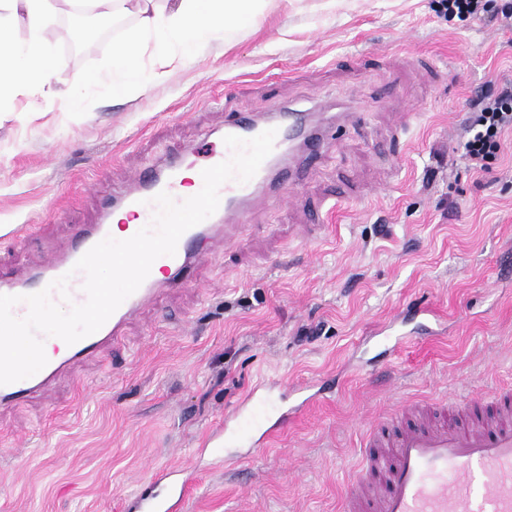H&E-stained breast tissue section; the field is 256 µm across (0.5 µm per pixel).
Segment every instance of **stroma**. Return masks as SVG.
Instances as JSON below:
<instances>
[{
    "label": "stroma",
    "mask_w": 512,
    "mask_h": 512,
    "mask_svg": "<svg viewBox=\"0 0 512 512\" xmlns=\"http://www.w3.org/2000/svg\"><path fill=\"white\" fill-rule=\"evenodd\" d=\"M43 33L54 96L0 104V269L39 271L101 198L171 150L219 138L233 112L270 101L364 115L285 204L257 208L237 260L208 240L195 284L126 327L101 358L70 365L25 405L0 409V512H126L158 468L194 471L182 512H339L365 432L407 398L512 386V130L471 170L470 104L512 83V30L461 21L435 0H274L175 67L141 49L152 78L117 99L111 39L64 38L66 0ZM87 95L84 112L68 96ZM406 127H399V120ZM315 238L305 226L321 202ZM428 300L434 334L384 354L377 332ZM331 381L265 447L212 468L196 450L259 378Z\"/></svg>",
    "instance_id": "obj_1"
}]
</instances>
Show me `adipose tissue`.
<instances>
[{
  "instance_id": "ef3b65f1",
  "label": "adipose tissue",
  "mask_w": 512,
  "mask_h": 512,
  "mask_svg": "<svg viewBox=\"0 0 512 512\" xmlns=\"http://www.w3.org/2000/svg\"><path fill=\"white\" fill-rule=\"evenodd\" d=\"M270 0H174L169 9L140 8L135 37L115 46L107 77L112 92L126 96L142 90L149 77L136 65L141 41L152 42L169 63L193 61L216 37L236 29L240 18L262 14ZM25 17L28 36L16 41L11 27ZM54 22L51 0H0V102L26 87L44 86L53 59L43 44V31Z\"/></svg>"
}]
</instances>
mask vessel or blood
I'll return each mask as SVG.
<instances>
[{
	"instance_id": "obj_1",
	"label": "vessel or blood",
	"mask_w": 512,
	"mask_h": 512,
	"mask_svg": "<svg viewBox=\"0 0 512 512\" xmlns=\"http://www.w3.org/2000/svg\"><path fill=\"white\" fill-rule=\"evenodd\" d=\"M357 122L354 112L315 114L282 110L272 104L264 118L233 113L224 132L245 139L276 129L271 154L247 183L225 182L217 211L180 237L175 255L157 258L148 277L95 333L55 349L39 372L0 385V407H17L48 387L62 366L118 343L129 318L155 303L162 290L190 284L193 261L207 238L249 228L248 216L262 202L287 201L302 168L329 147L327 128L335 121ZM230 155L228 147L193 151L165 159L159 166L134 176L129 187L108 205V213L127 212L134 219L128 234L146 226L155 211L151 200L167 192L185 198L187 185H202L201 172ZM112 234L110 223L79 228L62 248L61 257L48 261L43 272L11 285L0 280V294L30 295L68 277L70 301L84 303L83 273L77 261ZM313 386L258 383L231 412L224 415L225 463L253 454L277 432L287 428L315 398ZM366 463L342 500L341 512H512V388L494 397L452 401H409L374 424L364 439ZM163 492L140 491L131 500L133 512H180L191 483L188 470L169 467L156 474Z\"/></svg>"
}]
</instances>
